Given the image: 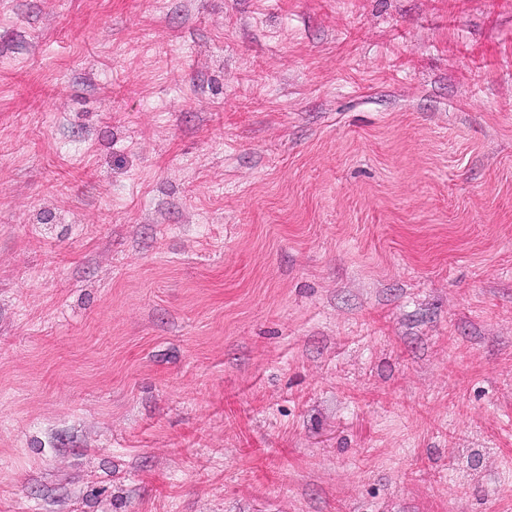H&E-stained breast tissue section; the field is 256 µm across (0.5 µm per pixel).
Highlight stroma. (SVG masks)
<instances>
[{
    "label": "stroma",
    "mask_w": 512,
    "mask_h": 512,
    "mask_svg": "<svg viewBox=\"0 0 512 512\" xmlns=\"http://www.w3.org/2000/svg\"><path fill=\"white\" fill-rule=\"evenodd\" d=\"M0 512H512V0H0Z\"/></svg>",
    "instance_id": "35a3bbf8"
}]
</instances>
